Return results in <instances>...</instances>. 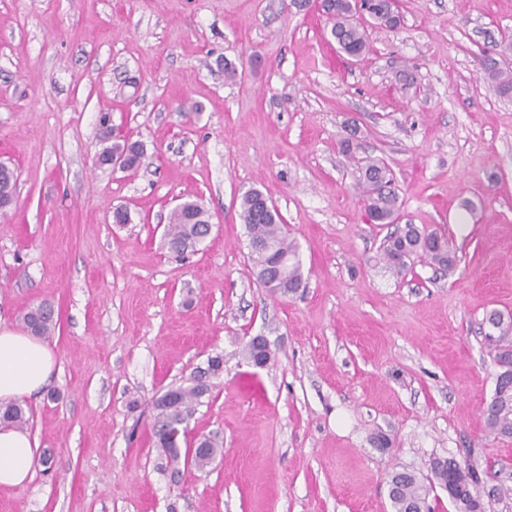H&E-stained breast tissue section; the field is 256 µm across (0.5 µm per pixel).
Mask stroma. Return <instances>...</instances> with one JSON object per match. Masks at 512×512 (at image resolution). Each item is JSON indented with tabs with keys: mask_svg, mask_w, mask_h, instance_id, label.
<instances>
[{
	"mask_svg": "<svg viewBox=\"0 0 512 512\" xmlns=\"http://www.w3.org/2000/svg\"><path fill=\"white\" fill-rule=\"evenodd\" d=\"M400 14L354 62L315 0H0V160L18 176L0 327L44 300L59 317L54 369L22 400L54 466L0 487V512H392L389 470L426 478L451 456L504 488L487 512H512V437L483 418L498 371L483 319L512 314V97L480 56L512 32V0ZM105 114L142 145L137 171L96 165ZM353 134L391 169L401 223L446 233L455 269L378 263L388 229L365 219ZM252 188L299 246L297 293L253 275ZM190 198L214 228L178 257L164 233ZM258 335L263 369L244 357ZM217 353L186 440L223 454L172 481L152 402Z\"/></svg>",
	"mask_w": 512,
	"mask_h": 512,
	"instance_id": "35a3bbf8",
	"label": "stroma"
}]
</instances>
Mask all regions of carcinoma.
<instances>
[{"mask_svg":"<svg viewBox=\"0 0 512 512\" xmlns=\"http://www.w3.org/2000/svg\"><path fill=\"white\" fill-rule=\"evenodd\" d=\"M366 10L371 19L389 28L395 27L397 17L390 10L389 0H329L326 18L332 23L331 36L338 47L347 55L363 57L369 50V39L364 25L355 20L360 10ZM487 79L499 95L512 96V70L503 68L495 59L483 60ZM103 148L100 157L131 153L133 157L127 170L139 167L143 150L135 142H128L124 136L112 134L105 128ZM343 150L352 158L358 169V186L365 200V216L375 224H391L394 229L384 238L380 260L394 274L403 275L418 257L427 259L430 265L441 271H451L457 262L456 251L443 233L426 231L415 224H397L395 215L399 210V197L393 186L391 171L379 158L357 156L358 145L350 140L343 143ZM265 195L258 189L246 192L240 200V217L245 225L250 256L256 273V280L265 284L263 273L268 265H278L280 284L274 293L286 295L305 287L304 276L297 244L288 238V230L277 209L264 207ZM210 215L204 205L196 200L185 201L170 215L165 239L169 250L176 256L184 254L182 245L196 239L208 231ZM23 326L38 337H48L56 327L54 306L48 301L40 302L23 312ZM489 331L485 336L494 337L496 361L512 360V319L507 321L498 311L486 316ZM224 372V355L208 357L206 365L196 368L188 384L171 387L160 393L154 400L157 411L153 428L155 447L160 459V470L180 473L179 465L203 471L223 452L209 438H199L192 455L179 451L180 437L186 436L188 420L194 406L200 399L210 394L213 380ZM489 415L484 417L489 433L512 436V368L496 377L493 396L488 403ZM0 423L20 431L26 429L28 418L20 403L0 406ZM429 468L435 484L455 485L467 502L469 512H486L484 500L477 494L480 482L478 471L466 464L459 469L451 459L441 463L434 458ZM388 485L392 489L390 502L393 512H430L428 496L432 487L412 472L393 470L388 475Z\"/></svg>","mask_w":512,"mask_h":512,"instance_id":"1","label":"carcinoma"}]
</instances>
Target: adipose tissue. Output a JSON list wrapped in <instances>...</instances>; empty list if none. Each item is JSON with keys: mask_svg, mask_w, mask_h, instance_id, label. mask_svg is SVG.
Listing matches in <instances>:
<instances>
[{"mask_svg": "<svg viewBox=\"0 0 512 512\" xmlns=\"http://www.w3.org/2000/svg\"><path fill=\"white\" fill-rule=\"evenodd\" d=\"M54 357L40 340L0 328V403L39 391L54 368ZM36 444L20 432L0 427V485L18 486L33 476Z\"/></svg>", "mask_w": 512, "mask_h": 512, "instance_id": "ef3b65f1", "label": "adipose tissue"}]
</instances>
